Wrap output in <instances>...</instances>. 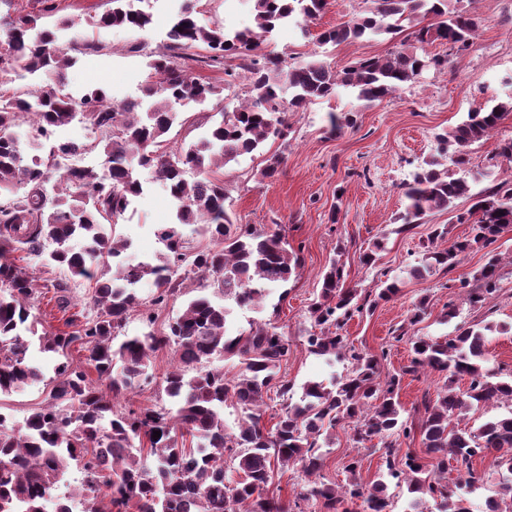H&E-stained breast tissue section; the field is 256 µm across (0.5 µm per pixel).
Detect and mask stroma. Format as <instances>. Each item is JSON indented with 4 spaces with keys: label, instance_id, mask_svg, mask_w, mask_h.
I'll list each match as a JSON object with an SVG mask.
<instances>
[{
    "label": "stroma",
    "instance_id": "35a3bbf8",
    "mask_svg": "<svg viewBox=\"0 0 512 512\" xmlns=\"http://www.w3.org/2000/svg\"><path fill=\"white\" fill-rule=\"evenodd\" d=\"M56 3L58 17L81 20L80 35L96 34L111 48L107 54L79 56L67 71L70 88L80 92L89 86L100 87L117 101L138 97L149 73L147 54L166 49L175 0H150L152 23L143 31H91L88 20L108 9V0ZM474 7L482 19L476 43L447 69L423 73L418 82L404 86L390 101L368 104L347 90H338L331 98L288 113L285 136L267 140L221 170L228 193L226 205L234 221L281 226L289 242L300 250L297 277L284 285H272L261 309H233L227 323L233 335L260 322L278 326L290 343L281 374L294 386L311 379L329 380L344 372V363L331 365L310 355L304 339L311 327L308 306L330 259L335 257L345 264L347 286L369 290L386 279L401 283L395 298L380 302L373 313L354 316L341 330L350 345L382 354L383 373L399 372L411 359L408 345L395 341L396 329L404 327L418 336H449L455 326L484 320L499 327L488 338L490 365L512 370V232L498 243L500 291L493 302V314L486 315L465 302L458 282L459 277L487 263L486 251L470 253L449 273L439 271L423 280L408 275L422 258L434 225H444L451 240L468 235L469 225L458 223L456 216L470 207V198L457 200L453 209L429 214L423 223L406 231L401 230L399 220L406 204L403 187L433 154L436 134L455 126L469 110L512 93V0H475ZM365 8V0H330L325 13L311 23L310 37H303L294 23H286L264 42V51L291 62L322 51L339 71L358 58L385 55L394 47L386 36L328 48L315 39L316 34L356 17ZM197 18L206 27L219 24L241 30L251 24V0H198ZM134 44L142 45V52H131ZM191 73L223 86L224 99L179 108V118L167 134L176 146L195 141L202 124L216 112L232 111L245 91L244 76L229 82L223 72L197 63L192 64ZM350 110L356 114L355 127L331 131L330 113ZM274 155L283 159L279 172L271 179L263 177L266 161ZM138 176L146 192L129 206L116 226L117 234L132 242L127 252L132 260L161 252L163 245L156 230L159 225L173 223L175 217L164 184L148 169L139 170ZM379 240L384 247L378 251L375 264H362V254ZM69 297L70 306L62 312L53 293H39L32 310L38 331L54 332L63 329L66 318L77 320L89 315L88 288L72 289ZM422 299L427 302L426 315L421 322L410 324L412 310ZM450 303L455 304L457 317L447 323L443 315ZM150 360L152 381L127 393L121 407L137 409L167 403L161 377L171 370L174 354L170 349H159L151 353ZM444 381V375L434 372L405 376L399 392L403 417L421 420L422 398H436ZM330 434L334 445L322 468L325 479L344 483L343 464L348 455L356 453L363 459V482L373 484L381 473L379 439L355 448L348 423L337 425Z\"/></svg>",
    "mask_w": 512,
    "mask_h": 512
}]
</instances>
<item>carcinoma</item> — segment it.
<instances>
[{"instance_id":"obj_1","label":"carcinoma","mask_w":512,"mask_h":512,"mask_svg":"<svg viewBox=\"0 0 512 512\" xmlns=\"http://www.w3.org/2000/svg\"><path fill=\"white\" fill-rule=\"evenodd\" d=\"M145 0H112V8L90 21L97 29L142 31L151 14L139 7ZM198 0H179L167 31L168 53L149 55V80L142 96L119 102L96 88L78 94L69 90L64 74L77 55L104 54L108 46L83 37L66 46L58 32L76 25L56 14L54 0H36L34 11L13 17L0 10V73L24 70L55 77L36 88L0 92V191L20 184L23 195L0 200V395L19 391L44 379L30 354L35 336L38 351L64 357L54 368L48 398L19 427L0 413V512H72L74 494H58L72 463L84 471L79 496L83 512H306L322 503L325 512H350L343 504L362 500L367 512H394L388 483L405 485L414 495L404 512H427L432 499L438 512H469L460 491L472 489L481 477L474 460L492 449L502 472L496 496L485 512H512V372L486 367V333L492 326L456 327L454 335L409 336L395 340L410 345L412 357L401 372L381 377V357L346 343L339 330L355 315L372 312L378 301L399 292V281H383L378 292L365 294L345 285L343 266L330 262L309 307L319 332L307 336L309 353L326 362L348 363L346 373L330 382L309 380L292 400V386L280 376L288 359V337L271 323L258 324L232 336L225 323L232 301L252 308L264 301L269 287L286 283L300 267L299 251L281 229L236 224L229 213L224 164L257 150L269 137L285 135L287 111L330 98L339 87L373 103L391 99L401 87L430 70L448 66V59L430 55L425 46L448 44L460 56L474 44L481 19L452 5V0H370L366 14L328 28L321 45L407 32L410 44L384 56L362 58L342 71L320 59L289 67L261 53L262 44L280 25L302 27L320 15L327 0H253L252 26L231 32L221 25L205 27L197 20ZM224 70L230 60L246 70V97L221 114L189 144L173 146L166 138L178 112L220 98L222 88L202 81L179 63L196 60ZM512 115V97L467 112L466 118L436 135V156L406 185L407 205L401 220L407 229L434 210H446L470 192L467 180L449 172L444 161L461 168L470 164L471 146L493 137ZM79 122L92 137L77 141L62 132ZM50 143L45 155H29L24 140ZM100 150V167L84 166L79 157ZM151 169L167 187L176 222L158 230L165 251L150 259L128 262L123 253L129 239L115 235L119 219L133 199L144 194L134 166ZM457 222L472 225L471 234L428 251L410 274L419 279L441 269L451 272L474 247L488 248L512 229V185L496 183L473 197ZM206 240L194 245L184 230ZM25 251L40 258L42 268L65 278L49 279L59 309L69 304V282L92 285L91 315L75 330L38 332L32 318L37 276L11 260ZM196 275L210 282L211 293L190 299L168 325L119 338L131 313L165 307L179 286ZM152 282L149 300L138 285ZM498 258L473 276L460 279L468 304L491 312L498 292ZM84 360H67L74 344ZM171 347L177 365L163 379L169 405L120 411L115 401L149 379L150 353ZM216 358L232 361L236 373L212 366ZM95 372L97 380L90 378ZM430 371L448 377L433 402L424 403L420 426L427 458L398 439L414 434L413 422L401 417L399 390L405 375ZM467 379L457 389L458 379ZM282 397L278 419L268 428L262 421L263 395L271 388ZM505 412L475 429H460L453 418L484 406ZM241 412L235 432L224 428V409ZM353 424V441L380 438L385 472L372 487L360 479L362 458L347 457L348 474L338 485L323 480L326 429ZM159 431V438L153 432ZM454 462L457 482L447 480ZM291 466L308 478L295 492L293 505L268 493L275 471ZM107 489L108 503L98 500Z\"/></svg>"}]
</instances>
